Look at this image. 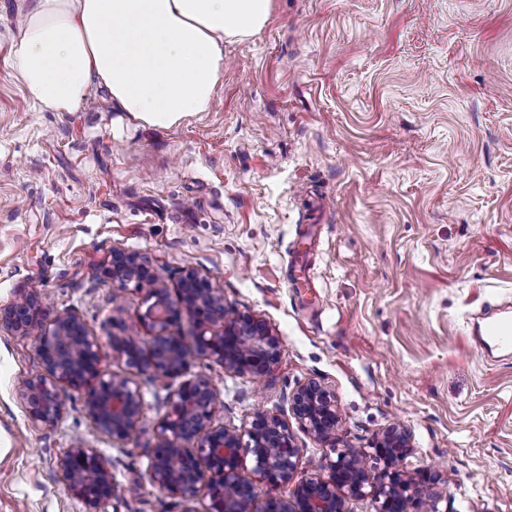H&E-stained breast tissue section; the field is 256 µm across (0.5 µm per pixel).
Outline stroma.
<instances>
[{"instance_id":"35a3bbf8","label":"stroma","mask_w":512,"mask_h":512,"mask_svg":"<svg viewBox=\"0 0 512 512\" xmlns=\"http://www.w3.org/2000/svg\"><path fill=\"white\" fill-rule=\"evenodd\" d=\"M20 0H0V308L23 295L79 317L106 374L138 387L122 442L93 426L88 390L35 428L19 396L40 373L36 335L0 327V512H86L60 482L70 448L112 473L99 512H204L148 476L178 380L127 367L145 293L95 270L145 257L169 289L195 268L230 312L264 320L278 364L256 378L190 366L215 423L285 421L298 475L392 425L411 467L440 476V512H512V358L482 351L486 304L512 306V0H273L269 23L224 44L210 111L160 129L118 116L90 82L53 112L13 71ZM310 379L336 397L332 443L289 409Z\"/></svg>"}]
</instances>
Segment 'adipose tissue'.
I'll return each mask as SVG.
<instances>
[{"label": "adipose tissue", "mask_w": 512, "mask_h": 512, "mask_svg": "<svg viewBox=\"0 0 512 512\" xmlns=\"http://www.w3.org/2000/svg\"><path fill=\"white\" fill-rule=\"evenodd\" d=\"M272 0H26L14 64L30 98L77 111L90 80L115 111L168 127L209 111L224 42L269 21Z\"/></svg>", "instance_id": "1"}]
</instances>
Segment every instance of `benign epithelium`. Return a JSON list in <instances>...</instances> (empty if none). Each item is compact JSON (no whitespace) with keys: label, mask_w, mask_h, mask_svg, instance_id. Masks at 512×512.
Returning <instances> with one entry per match:
<instances>
[{"label":"benign epithelium","mask_w":512,"mask_h":512,"mask_svg":"<svg viewBox=\"0 0 512 512\" xmlns=\"http://www.w3.org/2000/svg\"><path fill=\"white\" fill-rule=\"evenodd\" d=\"M96 276L121 287L134 282L145 288L147 307L139 321L150 333L149 349L143 350L127 336L112 339L113 348L131 368L147 364L175 379L190 363L209 360L226 370L260 377L279 360L280 339L267 325L250 316H228L223 292L193 268L183 270L175 301L147 262L133 253L112 251L111 259L96 269ZM46 315L41 302L32 297L0 309L1 327L19 334L39 330L42 371L20 391L29 422L43 427L59 419L63 406L58 386L88 388V414L95 428L115 442L125 440L143 417L139 390L126 377L105 378L99 343L87 335L77 317L65 313L49 321ZM184 321L189 333L171 332V327ZM215 404V393L205 378L183 382L170 394L167 414L156 428L149 468L152 484L182 498L208 491L207 512H256L258 487L240 474L249 455L263 484L295 483L291 498L269 497L263 512H345V496H362L367 488L378 503L377 512H417L426 490L428 512H439V475L407 467L411 449L403 427L383 432L368 450L342 452L335 460L325 457L320 467L329 473L326 480L297 479L300 449L287 423L257 412L246 430L230 431L213 422ZM291 411L324 442L336 432V398L316 380L295 390ZM370 458L382 460L383 468L369 466ZM58 470L65 489L90 509L112 495V474L94 448L67 449Z\"/></svg>","instance_id":"obj_1"}]
</instances>
